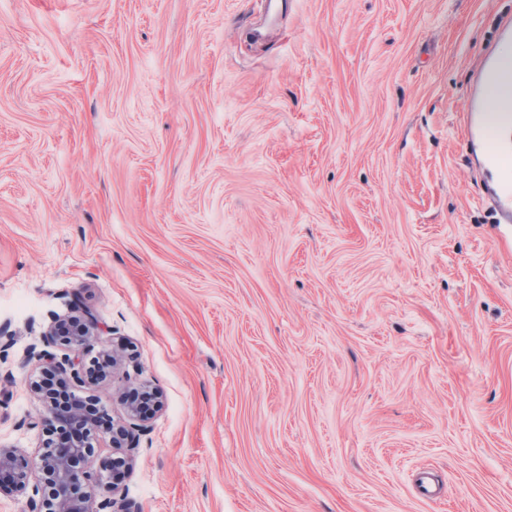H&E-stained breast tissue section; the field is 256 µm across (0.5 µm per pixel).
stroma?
Masks as SVG:
<instances>
[{"instance_id":"1","label":"stroma","mask_w":512,"mask_h":512,"mask_svg":"<svg viewBox=\"0 0 512 512\" xmlns=\"http://www.w3.org/2000/svg\"><path fill=\"white\" fill-rule=\"evenodd\" d=\"M512 0H0V448L80 299L131 512H512V223L471 99ZM444 487L427 500L421 473ZM144 410L145 408L142 405L130 402L126 409V416L117 421L112 420V431L109 437L112 448H132V425H136L134 421H145L144 419L147 418L149 413Z\"/></svg>"}]
</instances>
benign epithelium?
<instances>
[{
  "label": "benign epithelium",
  "mask_w": 512,
  "mask_h": 512,
  "mask_svg": "<svg viewBox=\"0 0 512 512\" xmlns=\"http://www.w3.org/2000/svg\"><path fill=\"white\" fill-rule=\"evenodd\" d=\"M97 331L94 315L81 309L75 315L56 320L45 333L46 343L64 347L65 353L58 356L47 350H33L30 358L48 362L65 384L81 383L84 348ZM40 396L44 404L45 426L51 428L57 423L63 424L67 426L68 434L48 442L46 450L36 459H29L12 448H0V492L24 491L32 487L36 498L31 500V512H42L45 508L43 487L47 485L52 487L55 496L53 512H126L125 502L116 497V489L102 485L106 462L95 459L90 436L96 426V417L89 412L88 403L78 397L70 407L62 409L56 405L50 389L40 391ZM147 416L142 405L129 403L126 416L112 422L111 447H131L134 422ZM84 484L101 485L108 493L96 511L90 509L81 492Z\"/></svg>",
  "instance_id": "obj_1"
}]
</instances>
